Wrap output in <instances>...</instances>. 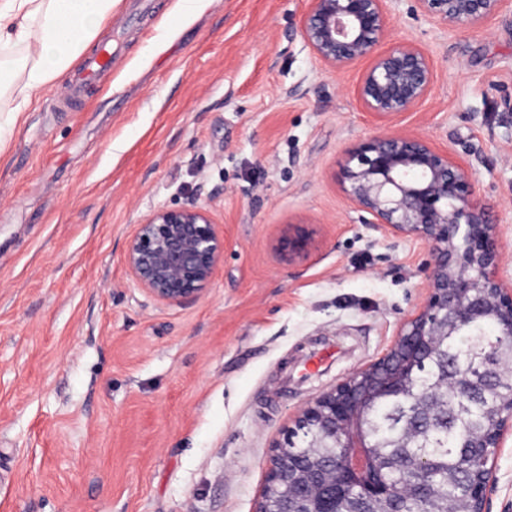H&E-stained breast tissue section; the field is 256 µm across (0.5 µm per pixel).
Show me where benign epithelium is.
<instances>
[{
	"mask_svg": "<svg viewBox=\"0 0 512 512\" xmlns=\"http://www.w3.org/2000/svg\"><path fill=\"white\" fill-rule=\"evenodd\" d=\"M389 0H311L300 22L305 45L322 64L342 69L368 61L356 86L362 107L388 123L424 102L433 87V64L412 44L380 49L388 25ZM415 12L445 26H474L498 14L505 0H415ZM471 165L413 135L379 134L345 152L339 172L342 192L392 238L421 240L430 247V273L423 306L400 328L378 360L310 401L290 436L310 435L308 449L274 448L267 484L257 512H336V501L351 486L347 512H402L395 487L355 478L350 458L360 449L372 457L370 410L408 391L427 363L441 365L432 393L418 398L413 426L397 444L415 448L423 432L448 419V397L483 399L512 373L492 364L478 375H461L448 362V337L469 323L490 320L512 336V287L500 276L501 240L485 207L474 197ZM314 230L290 224L275 238L288 261L311 254ZM224 257V238L198 205L162 206L146 215L128 238L125 265L154 300L184 304L201 297ZM498 425L475 434L473 458L484 463L512 425V398L492 407ZM491 472L465 482L473 512L485 510Z\"/></svg>",
	"mask_w": 512,
	"mask_h": 512,
	"instance_id": "7a95c632",
	"label": "benign epithelium"
}]
</instances>
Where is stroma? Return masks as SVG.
<instances>
[{"mask_svg": "<svg viewBox=\"0 0 512 512\" xmlns=\"http://www.w3.org/2000/svg\"><path fill=\"white\" fill-rule=\"evenodd\" d=\"M409 6L391 0L383 44L424 49L434 85L386 124L356 98L361 65L304 45L310 0H119L111 69L68 104L67 80L34 96L0 152V512H256L300 409L425 300L428 246L386 237L341 191L360 140L416 135L472 163L512 281V0L465 28ZM192 203L224 257L200 299L161 304L126 241ZM290 224L315 229L309 260L274 249ZM488 465L489 512H512V430Z\"/></svg>", "mask_w": 512, "mask_h": 512, "instance_id": "1", "label": "stroma"}]
</instances>
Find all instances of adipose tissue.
<instances>
[{
    "label": "adipose tissue",
    "instance_id": "ef3b65f1",
    "mask_svg": "<svg viewBox=\"0 0 512 512\" xmlns=\"http://www.w3.org/2000/svg\"><path fill=\"white\" fill-rule=\"evenodd\" d=\"M117 0H0V150L34 94L60 83L92 49Z\"/></svg>",
    "mask_w": 512,
    "mask_h": 512
}]
</instances>
